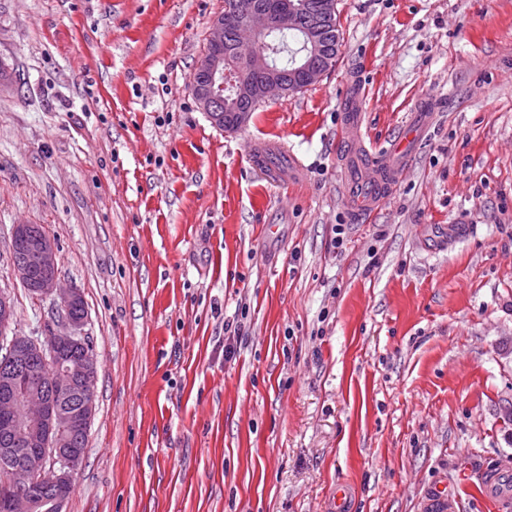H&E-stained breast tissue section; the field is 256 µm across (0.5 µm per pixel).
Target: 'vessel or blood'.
<instances>
[{
    "label": "vessel or blood",
    "instance_id": "obj_1",
    "mask_svg": "<svg viewBox=\"0 0 512 512\" xmlns=\"http://www.w3.org/2000/svg\"><path fill=\"white\" fill-rule=\"evenodd\" d=\"M367 92L360 80H353L352 92L343 114L340 137L350 143L351 148L343 156L345 167L355 171L357 178L346 191V199L358 214H374L387 199L390 191L402 176L406 159L427 128L428 115L435 109L432 99H423L421 114L405 128L398 140L388 149L366 146L362 140L361 127L364 120L362 102ZM271 150H251V166L271 181H278V171L270 162ZM483 490L487 499L495 501L500 512L512 507V466L496 462L483 479Z\"/></svg>",
    "mask_w": 512,
    "mask_h": 512
}]
</instances>
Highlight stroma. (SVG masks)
<instances>
[{
	"label": "stroma",
	"instance_id": "1",
	"mask_svg": "<svg viewBox=\"0 0 512 512\" xmlns=\"http://www.w3.org/2000/svg\"><path fill=\"white\" fill-rule=\"evenodd\" d=\"M336 8L335 66L225 131L192 91L224 0H0V289L15 333L45 337L54 304L8 251L13 225H42L98 362L67 512H333L340 488L345 512H495L482 472L512 462V0ZM355 75L382 145L438 103L364 218L338 137ZM259 138L302 172H255Z\"/></svg>",
	"mask_w": 512,
	"mask_h": 512
}]
</instances>
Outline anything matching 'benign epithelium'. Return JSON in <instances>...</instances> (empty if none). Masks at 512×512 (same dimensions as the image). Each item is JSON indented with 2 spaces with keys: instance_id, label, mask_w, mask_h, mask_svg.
Returning <instances> with one entry per match:
<instances>
[{
  "instance_id": "7a95c632",
  "label": "benign epithelium",
  "mask_w": 512,
  "mask_h": 512,
  "mask_svg": "<svg viewBox=\"0 0 512 512\" xmlns=\"http://www.w3.org/2000/svg\"><path fill=\"white\" fill-rule=\"evenodd\" d=\"M297 30L304 51L285 71L263 54L248 61L250 77L234 83L244 100L265 101L272 93L286 94L314 85L325 74L321 26L306 0H251L224 24L213 22L193 80L200 109L219 128L237 129L249 118L237 110L224 122V81L238 70L248 46L273 31ZM11 272L38 300L50 298L59 310L50 326L55 341L44 344L30 336L9 335L15 304L0 290V474H31L35 480L9 501L10 512H65L72 473L82 464L76 451L95 415L93 387L97 359L84 336L88 312L76 288H60L57 246L37 224L13 225L9 238Z\"/></svg>"
}]
</instances>
